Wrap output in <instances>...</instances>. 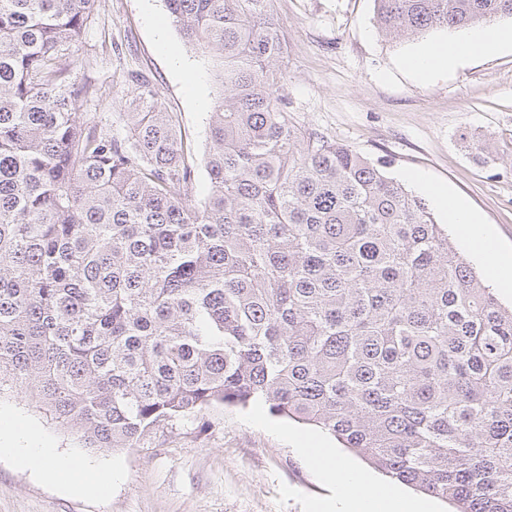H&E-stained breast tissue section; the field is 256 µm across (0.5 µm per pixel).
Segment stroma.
Listing matches in <instances>:
<instances>
[{
    "instance_id": "stroma-1",
    "label": "stroma",
    "mask_w": 512,
    "mask_h": 512,
    "mask_svg": "<svg viewBox=\"0 0 512 512\" xmlns=\"http://www.w3.org/2000/svg\"><path fill=\"white\" fill-rule=\"evenodd\" d=\"M272 9L285 36V91L295 121L389 161L394 179L413 172L445 185L511 253L512 48L463 57L425 82L401 59L443 30L416 41L384 37L374 23V0H273ZM167 19L164 0H99L74 73L105 86L95 110L117 129L132 73L145 74L200 155L220 95L217 67ZM157 21L167 25L166 41L157 39ZM173 51L193 60L190 74L174 71ZM467 135L488 139L489 153L471 154ZM0 409L23 416L59 454L110 462L118 471L103 497L90 498L43 484L0 457V512H314L333 494L293 451V421L253 405L208 408L192 421L156 428L141 447L114 450L83 447L27 394L0 395Z\"/></svg>"
}]
</instances>
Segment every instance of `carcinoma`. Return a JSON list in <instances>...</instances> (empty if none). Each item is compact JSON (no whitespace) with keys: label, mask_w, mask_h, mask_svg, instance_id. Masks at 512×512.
Returning <instances> with one entry per match:
<instances>
[{"label":"carcinoma","mask_w":512,"mask_h":512,"mask_svg":"<svg viewBox=\"0 0 512 512\" xmlns=\"http://www.w3.org/2000/svg\"><path fill=\"white\" fill-rule=\"evenodd\" d=\"M218 60L193 145L133 81L124 135L71 79L98 0H0V392L87 448L258 401L453 512H512V307L387 162L288 111L272 0H165ZM382 35L512 0H374Z\"/></svg>","instance_id":"obj_1"}]
</instances>
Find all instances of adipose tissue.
Listing matches in <instances>:
<instances>
[{"label": "adipose tissue", "mask_w": 512, "mask_h": 512, "mask_svg": "<svg viewBox=\"0 0 512 512\" xmlns=\"http://www.w3.org/2000/svg\"><path fill=\"white\" fill-rule=\"evenodd\" d=\"M512 43V30L498 25L472 30L463 39H446L409 54L404 64L421 80L427 81L438 72L456 63L461 57L485 53ZM428 191L437 206L448 216L474 258L484 265L492 280L504 293L512 294V257L493 247H485L478 216L460 199L450 197L444 187L429 185ZM12 456L36 471L43 479L62 483L64 489L76 493L100 491L98 482H64L66 472L94 471L95 466L84 459L58 456L38 433L24 426L22 418L0 413V455ZM302 456L311 460L320 476L336 488L334 512H437L434 502L409 496L402 488L381 482L377 477L356 468L341 458L334 448L322 442L307 444Z\"/></svg>", "instance_id": "obj_1"}]
</instances>
